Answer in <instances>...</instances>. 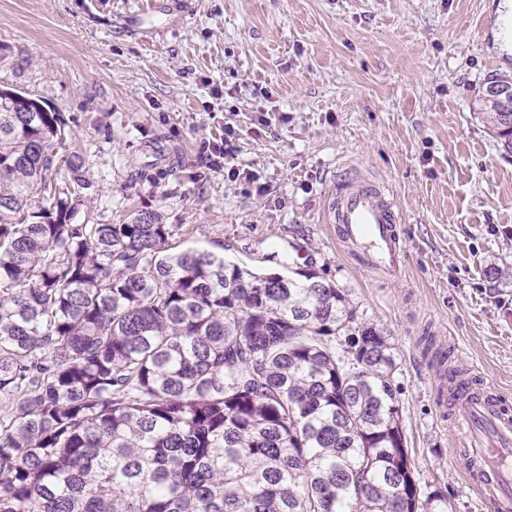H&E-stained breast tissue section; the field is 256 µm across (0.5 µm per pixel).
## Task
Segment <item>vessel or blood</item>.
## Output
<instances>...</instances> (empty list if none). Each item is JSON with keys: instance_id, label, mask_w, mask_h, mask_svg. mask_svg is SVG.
I'll list each match as a JSON object with an SVG mask.
<instances>
[{"instance_id": "1", "label": "vessel or blood", "mask_w": 512, "mask_h": 512, "mask_svg": "<svg viewBox=\"0 0 512 512\" xmlns=\"http://www.w3.org/2000/svg\"><path fill=\"white\" fill-rule=\"evenodd\" d=\"M329 223L336 238L372 268L402 271L405 251L396 200L384 186L361 174L338 183L331 196ZM448 407L459 430L452 454L488 512H512V404L476 375L448 385Z\"/></svg>"}]
</instances>
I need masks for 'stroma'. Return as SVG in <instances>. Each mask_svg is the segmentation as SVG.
Listing matches in <instances>:
<instances>
[{"mask_svg": "<svg viewBox=\"0 0 512 512\" xmlns=\"http://www.w3.org/2000/svg\"><path fill=\"white\" fill-rule=\"evenodd\" d=\"M0 0V85L62 112L85 165L77 222L158 211L169 245L284 275L313 265L391 336L408 456L453 512H487L449 450L448 373L512 397V153L475 115L512 77L503 0ZM268 125H259V117ZM233 128L226 164L207 144ZM404 222L389 276L336 242L346 170Z\"/></svg>", "mask_w": 512, "mask_h": 512, "instance_id": "1", "label": "stroma"}]
</instances>
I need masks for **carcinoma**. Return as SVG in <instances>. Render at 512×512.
<instances>
[{"mask_svg":"<svg viewBox=\"0 0 512 512\" xmlns=\"http://www.w3.org/2000/svg\"><path fill=\"white\" fill-rule=\"evenodd\" d=\"M40 104L0 89V512H451L348 289L171 252L156 211L75 222Z\"/></svg>","mask_w":512,"mask_h":512,"instance_id":"obj_1","label":"carcinoma"}]
</instances>
